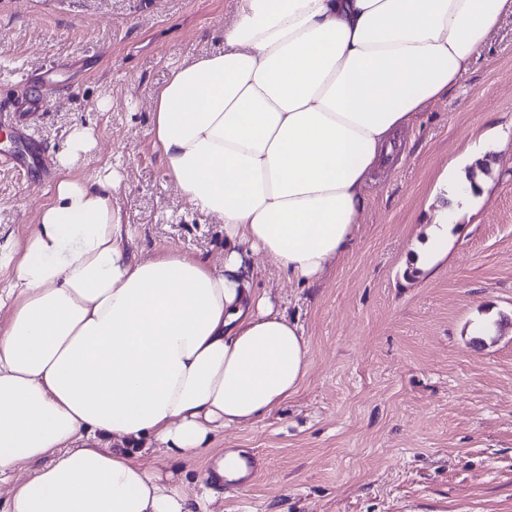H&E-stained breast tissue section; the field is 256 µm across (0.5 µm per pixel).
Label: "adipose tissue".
<instances>
[{"label":"adipose tissue","mask_w":512,"mask_h":512,"mask_svg":"<svg viewBox=\"0 0 512 512\" xmlns=\"http://www.w3.org/2000/svg\"><path fill=\"white\" fill-rule=\"evenodd\" d=\"M512 0H245L223 52L174 68L152 136L181 194L224 226V263L130 257L117 170L64 176L24 244L0 245V482L8 512H191L110 442L191 460L306 375L300 326L252 286L260 253L317 281L351 243L393 133L466 72Z\"/></svg>","instance_id":"ef3b65f1"}]
</instances>
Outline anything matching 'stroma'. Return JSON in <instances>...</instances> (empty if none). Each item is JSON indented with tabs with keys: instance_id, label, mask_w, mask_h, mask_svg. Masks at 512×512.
<instances>
[{
	"instance_id": "35a3bbf8",
	"label": "stroma",
	"mask_w": 512,
	"mask_h": 512,
	"mask_svg": "<svg viewBox=\"0 0 512 512\" xmlns=\"http://www.w3.org/2000/svg\"><path fill=\"white\" fill-rule=\"evenodd\" d=\"M243 0H0V94L24 98L53 70L62 89L32 127L47 178L0 170V244L22 241L49 204L73 126L96 147L79 176L107 167L147 259L175 248L224 261V226L165 173L149 134L154 94L172 69L224 49ZM489 170L484 197L450 213L438 186L467 145ZM450 219L446 253L412 271L432 224ZM255 288L295 320L308 348L297 392L269 414L216 432L187 462L129 452L181 485L194 512H512V14L502 17L447 96L395 137L350 248L300 285L262 255ZM228 448L265 470L229 494L205 478Z\"/></svg>"
}]
</instances>
